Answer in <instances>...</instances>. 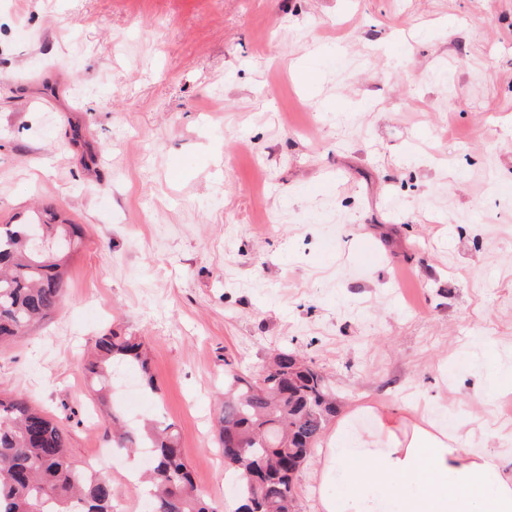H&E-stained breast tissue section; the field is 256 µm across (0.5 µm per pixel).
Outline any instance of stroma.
I'll return each mask as SVG.
<instances>
[{"mask_svg": "<svg viewBox=\"0 0 512 512\" xmlns=\"http://www.w3.org/2000/svg\"><path fill=\"white\" fill-rule=\"evenodd\" d=\"M35 207L83 239L0 392L62 419L122 512L149 504L81 369L108 329L159 387L113 408L173 424L224 512V368L278 349L337 416L419 404L512 452V0H0V224Z\"/></svg>", "mask_w": 512, "mask_h": 512, "instance_id": "obj_1", "label": "stroma"}]
</instances>
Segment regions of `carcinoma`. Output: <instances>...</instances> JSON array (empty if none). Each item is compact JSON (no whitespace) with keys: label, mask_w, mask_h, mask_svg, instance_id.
<instances>
[{"label":"carcinoma","mask_w":512,"mask_h":512,"mask_svg":"<svg viewBox=\"0 0 512 512\" xmlns=\"http://www.w3.org/2000/svg\"><path fill=\"white\" fill-rule=\"evenodd\" d=\"M81 240L78 224H58L41 213L24 224H0V345L22 336L60 305L65 270ZM95 360L85 370L102 403L124 365L148 375L143 342L112 330L96 337ZM336 413V395L322 373L288 350L275 353L262 379L224 373V413L217 444L240 475L236 512H294L293 475L316 447ZM112 447L130 453L153 449L143 475L152 512H221L194 484L173 427L148 422L130 427L108 413ZM69 431L20 394L0 393V512H121L112 485L75 462Z\"/></svg>","instance_id":"cac0c4a2"}]
</instances>
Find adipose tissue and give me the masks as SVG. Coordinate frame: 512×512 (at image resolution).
Instances as JSON below:
<instances>
[{"instance_id":"obj_1","label":"adipose tissue","mask_w":512,"mask_h":512,"mask_svg":"<svg viewBox=\"0 0 512 512\" xmlns=\"http://www.w3.org/2000/svg\"><path fill=\"white\" fill-rule=\"evenodd\" d=\"M328 436L317 470L320 512H512V455L465 448L415 408L368 410Z\"/></svg>"}]
</instances>
